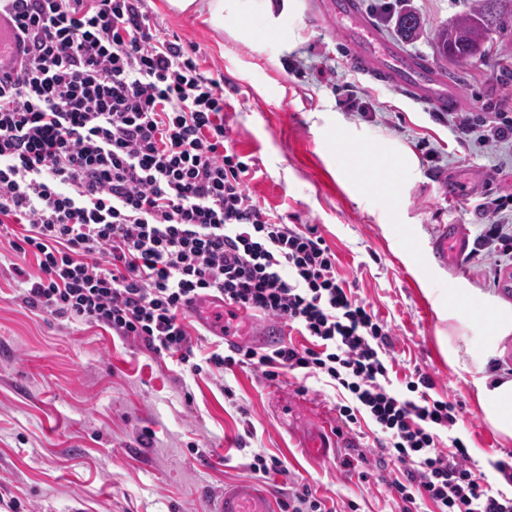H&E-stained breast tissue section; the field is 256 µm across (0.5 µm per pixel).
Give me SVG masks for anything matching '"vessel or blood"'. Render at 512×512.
Instances as JSON below:
<instances>
[{
	"label": "vessel or blood",
	"mask_w": 512,
	"mask_h": 512,
	"mask_svg": "<svg viewBox=\"0 0 512 512\" xmlns=\"http://www.w3.org/2000/svg\"><path fill=\"white\" fill-rule=\"evenodd\" d=\"M308 13L316 21H333L341 29L351 68L373 82L426 104L434 112H452L461 106L455 85L426 56L406 52L383 40L361 0H311ZM332 427H325L305 444L307 454L317 457L338 447ZM213 512H272L266 491L243 480L225 487Z\"/></svg>",
	"instance_id": "b4317fda"
}]
</instances>
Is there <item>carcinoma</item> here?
Instances as JSON below:
<instances>
[{
	"instance_id": "obj_1",
	"label": "carcinoma",
	"mask_w": 512,
	"mask_h": 512,
	"mask_svg": "<svg viewBox=\"0 0 512 512\" xmlns=\"http://www.w3.org/2000/svg\"><path fill=\"white\" fill-rule=\"evenodd\" d=\"M512 26V0H474L472 8L452 18L436 34L440 54L462 60L486 55L492 36Z\"/></svg>"
}]
</instances>
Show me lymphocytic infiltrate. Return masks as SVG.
Returning <instances> with one entry per match:
<instances>
[{"instance_id":"f902f5d3","label":"lymphocytic infiltrate","mask_w":512,"mask_h":512,"mask_svg":"<svg viewBox=\"0 0 512 512\" xmlns=\"http://www.w3.org/2000/svg\"><path fill=\"white\" fill-rule=\"evenodd\" d=\"M14 42L0 54V238L28 307L138 341L184 372L236 367L344 389L342 426L368 419L377 465L398 463L399 512H512V461L489 482L453 431L457 406L415 370L392 387L391 332L336 274L316 227L299 228L246 191L221 79L195 49L159 36L142 0H0ZM458 145L512 143V100L438 116ZM471 255L512 266V199L488 198ZM279 321L302 345L203 350L186 314L199 296ZM451 434L441 449L442 434Z\"/></svg>"}]
</instances>
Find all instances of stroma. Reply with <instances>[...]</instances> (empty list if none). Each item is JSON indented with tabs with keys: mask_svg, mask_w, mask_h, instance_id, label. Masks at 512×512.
Segmentation results:
<instances>
[{
	"mask_svg": "<svg viewBox=\"0 0 512 512\" xmlns=\"http://www.w3.org/2000/svg\"><path fill=\"white\" fill-rule=\"evenodd\" d=\"M473 0H410L419 34L406 39L395 23L378 29L404 50L437 58L455 78L464 104L512 93L495 61L512 58V29L494 35L483 59L438 58L437 29L468 11ZM160 35L178 36L199 50L203 70L224 81V115L236 152L250 166L249 195L284 223L316 226L336 255V272L354 296L392 329L395 369H422L436 394L460 408L455 431L488 480L512 439L485 421L476 385L480 375L512 368V334L497 367L464 371L463 337L490 327L448 310V289H460L490 309L512 310V287L493 283L491 262L435 246L462 226L473 243L484 196L512 197V145L457 146L426 105L362 79L368 117L337 105L346 98L351 67L335 23H313L305 0H288L279 36L265 21L249 30L217 29L202 15L181 13L167 0H144ZM336 71L320 80L319 68ZM373 151L410 158L395 199L363 191L339 162L335 133ZM436 151L423 159L417 143ZM465 190L449 197L445 174ZM494 183L483 187L485 177ZM34 271L32 258L0 244V492L26 512H211L216 492L253 479L255 452L279 458L286 474L261 482L281 496L289 481L309 485L337 512H391L395 466L374 465L377 449L367 425L345 433L349 445L324 458L305 456L300 440L319 423L336 424L341 393L293 371L269 382L234 369L217 376L181 372L132 341L73 320L30 309L16 298L15 267ZM456 358H449L448 349ZM353 467H345V460Z\"/></svg>",
	"mask_w": 512,
	"mask_h": 512,
	"instance_id": "obj_1",
	"label": "stroma"
}]
</instances>
